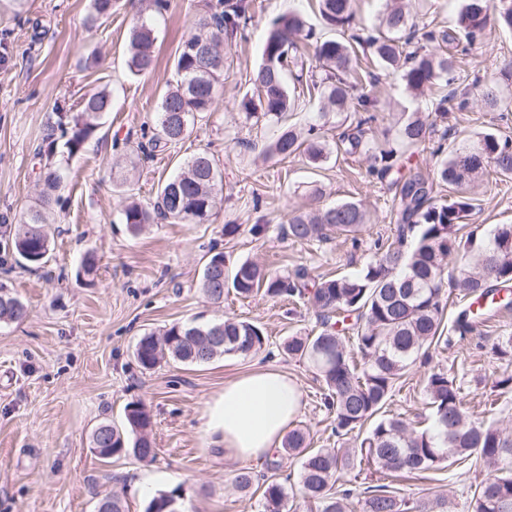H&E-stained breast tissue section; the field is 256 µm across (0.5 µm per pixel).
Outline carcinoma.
<instances>
[{"instance_id":"carcinoma-1","label":"carcinoma","mask_w":512,"mask_h":512,"mask_svg":"<svg viewBox=\"0 0 512 512\" xmlns=\"http://www.w3.org/2000/svg\"><path fill=\"white\" fill-rule=\"evenodd\" d=\"M115 0H91L85 19L88 28L99 27L112 15ZM168 0H149L130 30L127 65L134 75L155 70L156 20L164 15ZM323 21L336 29L350 25L353 0H318ZM256 12L255 0H216L195 15L190 34L181 42L174 60L173 77L162 94L158 115L148 144L138 143L128 154L166 149L189 137L194 127L211 111L228 65L225 39L245 29ZM512 31V0H462L454 28L416 27L406 0H386L379 24L372 32L353 36V41L327 39L309 47L311 29L300 13L276 18L268 28L262 47V63L254 75L256 93L245 94L240 109L254 124L277 123L296 102L305 97L323 103L320 117L332 112H355L353 132H343L331 143L310 127L301 133L285 127L262 152L270 157H304L314 168L334 153L363 155L371 175L384 178L398 174L399 193L395 239L380 248L376 258L355 275L314 276L298 267L288 275L267 271L246 259L224 273L225 257L212 252L204 262L198 288L215 303L224 300L228 287L243 298L261 291L271 298L305 299L317 313L322 330L313 336H290L283 349L290 358L311 367L322 382L325 402L335 414L334 431L346 437L365 431L352 448H312L309 434L298 427L288 432L283 449L300 459L302 498L315 504L317 512H451L444 497L418 499L411 503L396 495L387 484L368 486L352 502V492L343 488L342 475L364 464L377 470L412 478L444 465L465 473L480 468L487 477L477 483L469 503L470 512H512V432L495 424L474 422L463 406L456 380L443 371L427 377L426 394L432 425L417 430L400 417L384 414L391 392L407 374L424 349L450 343L443 336V316L451 287L470 303L456 316L453 331L463 339L474 331V321L491 310H512V225L495 227L489 237L470 232L460 235L463 220L472 211V198L463 192L447 203L434 201V181L421 172L403 173L404 161L413 150L432 137L436 122L469 105V91L441 95L431 112H413L400 121L397 138L379 144L366 137V127L378 120L377 100L362 91L351 93L348 76L361 68L354 45L372 50L377 63L401 71L407 91L423 96L439 82L452 84L455 56L445 50L453 45L468 55L484 38L488 24ZM205 42L211 58L203 61L193 46ZM435 45L430 51L425 44ZM320 64L316 76L307 67L309 57ZM293 86H288L287 75ZM475 100L491 110L509 111L512 101L495 84L477 86ZM112 111V94L103 88L83 96L75 106H61L57 120L45 136L47 152L69 163L98 129L99 118ZM442 154L437 181L460 188L492 171L512 175V140L492 133L479 136L467 149L452 148ZM66 178L62 166L44 165L39 173L40 191L6 239L5 256L20 267L42 268L50 258V240L45 230L46 211L59 200ZM224 174L206 152L195 154L180 171L162 182L155 199L142 204L127 201L122 221L137 235L148 224L166 220L172 224H204L223 200ZM369 223L368 211L358 202H341L310 211H296L288 219L286 234L297 241L326 240L333 235H356ZM26 305L13 293L0 294V322L21 321ZM224 329V342L211 339L214 328ZM353 340L363 362L355 361L346 341ZM265 336L254 323L226 317L203 326L173 324L162 333H147L135 346L141 368L152 370L173 360L202 365L219 356H248L262 349ZM104 447L114 456L152 460V419L141 402L125 408V424L110 422ZM241 490H261L260 512H295L288 485L274 475L255 476L245 469L235 476ZM177 489L161 491L148 502L145 512H170L167 505L180 499Z\"/></svg>"}]
</instances>
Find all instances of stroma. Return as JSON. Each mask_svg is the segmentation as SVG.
<instances>
[{"label":"stroma","instance_id":"1","mask_svg":"<svg viewBox=\"0 0 512 512\" xmlns=\"http://www.w3.org/2000/svg\"><path fill=\"white\" fill-rule=\"evenodd\" d=\"M205 3L170 0L158 22L156 69L135 76L126 53L137 11L133 0H117L111 16L93 30L85 26L90 0H0V217H17L37 197L35 149L56 107L103 87L113 98L95 137L70 160L61 200L51 208V261L39 270L0 264V282L28 306L23 321L0 323V512H98L100 500L115 491L127 512H144L154 494L175 487L182 490L179 512H258L259 495L234 484L241 461L209 444L201 415L226 381L260 365L288 373L301 389L295 424L309 431L313 447L343 444L313 370L283 351L288 337L320 331L314 310L301 300L292 304L261 294L229 292L215 303L197 286L211 250L224 252L230 267L250 259L277 274L304 266L316 275H349L373 260L378 242L393 233L396 188L392 179L368 175L363 158L335 156L314 169L299 157L265 160L233 146L238 137L263 144L276 133L275 125L246 123L239 108L254 89L251 78L270 22L300 12L315 40L331 37L315 0H260L246 38L227 43L231 66L209 120L180 144L136 160L134 192L146 204L181 160L204 150L213 154L224 172V200L208 222L155 224L134 236L120 219L123 192L113 182L122 171L112 162L151 129L176 50ZM360 57L378 76L371 92L381 110H431V97L409 95L399 72L380 68L370 52ZM511 64L512 32L490 27L481 48L459 68L468 83H493L512 96ZM447 126L452 146L481 133L512 138V112H491L473 101L452 112ZM470 193L475 207L467 230L486 235L512 224V176L490 174ZM344 201L362 203L371 214L358 239L296 242L284 235L293 212ZM228 224L238 225V232L225 235ZM89 251L97 271L85 277L79 268ZM227 316L260 325L264 347L201 366L167 361L150 371L134 357L144 334ZM505 336H512V314L478 325L466 339L430 346L397 386L388 414L430 427L425 385L428 374L441 369L460 383L473 418L512 424V393L494 388L507 364L492 346ZM137 401L152 417L155 460H101L92 447L94 429L103 422L123 426L126 405ZM481 478L478 471L456 477L445 469L385 478L358 467L349 486L360 492L383 482L411 500L443 493L454 512H468L470 486Z\"/></svg>","mask_w":512,"mask_h":512}]
</instances>
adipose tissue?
Returning a JSON list of instances; mask_svg holds the SVG:
<instances>
[{"instance_id":"adipose-tissue-1","label":"adipose tissue","mask_w":512,"mask_h":512,"mask_svg":"<svg viewBox=\"0 0 512 512\" xmlns=\"http://www.w3.org/2000/svg\"><path fill=\"white\" fill-rule=\"evenodd\" d=\"M302 406V392L276 369L253 371L225 383L203 414V430L214 444L247 463L280 448Z\"/></svg>"}]
</instances>
